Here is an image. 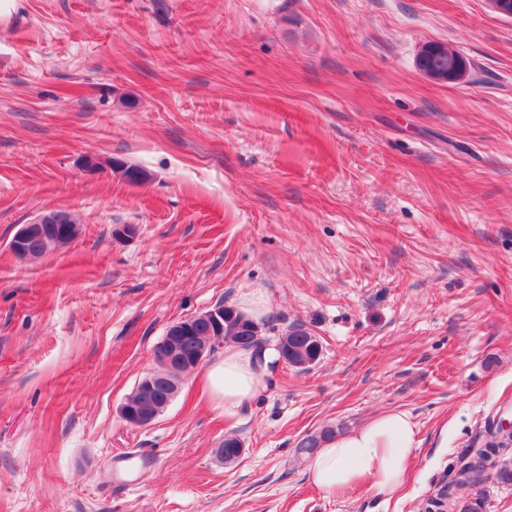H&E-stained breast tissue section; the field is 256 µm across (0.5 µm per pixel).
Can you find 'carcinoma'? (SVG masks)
I'll list each match as a JSON object with an SVG mask.
<instances>
[{"mask_svg": "<svg viewBox=\"0 0 512 512\" xmlns=\"http://www.w3.org/2000/svg\"><path fill=\"white\" fill-rule=\"evenodd\" d=\"M82 233V225L74 218H69L65 229L55 233V238L45 240L38 233L31 234L25 244L24 251L31 259L40 258L74 242ZM262 329L260 325L240 312L233 306L224 307L222 324H216L209 312L187 318L185 331L180 339V350L184 363L176 370L183 371L194 366V359L202 347L213 337H219L220 343L232 342L241 348L261 349L263 341L260 339ZM278 353L285 358L289 366L308 370L315 365L322 355V343L310 329L303 324H296L278 336ZM164 390L163 384L154 385V391L148 392L143 383H138L134 393L128 398V403L142 417L156 419L164 412V403L158 401V395ZM334 429L327 428L319 433L308 434L297 444L298 451L303 455L311 456L322 442L333 436ZM224 465L231 466L237 463L243 453L241 441L235 436L224 437ZM497 464L495 477L501 484H512V457L502 456L504 449H495ZM445 498L447 512H486V501L482 497H454L452 491H441Z\"/></svg>", "mask_w": 512, "mask_h": 512, "instance_id": "cac0c4a2", "label": "carcinoma"}]
</instances>
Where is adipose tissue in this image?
<instances>
[{
	"label": "adipose tissue",
	"instance_id": "1",
	"mask_svg": "<svg viewBox=\"0 0 512 512\" xmlns=\"http://www.w3.org/2000/svg\"><path fill=\"white\" fill-rule=\"evenodd\" d=\"M272 351L261 357L228 344L202 376V391L225 417L237 416L251 405L265 386V365ZM419 430L409 413L389 411L363 426L326 440L309 462L313 484L335 497L365 483L381 494H390L406 481Z\"/></svg>",
	"mask_w": 512,
	"mask_h": 512
}]
</instances>
